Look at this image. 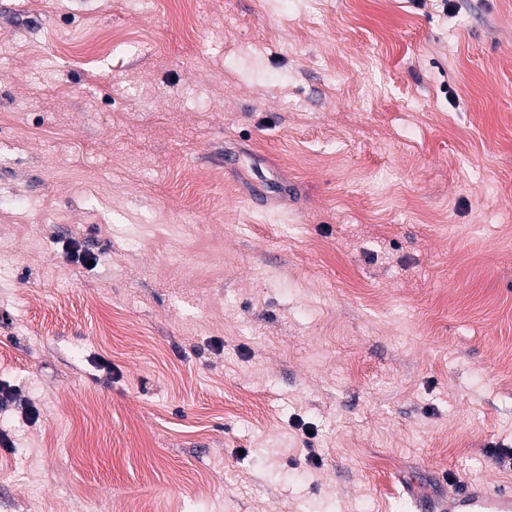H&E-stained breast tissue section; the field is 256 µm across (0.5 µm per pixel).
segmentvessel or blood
<instances>
[{"label": "vessel or blood", "instance_id": "vessel-or-blood-1", "mask_svg": "<svg viewBox=\"0 0 512 512\" xmlns=\"http://www.w3.org/2000/svg\"><path fill=\"white\" fill-rule=\"evenodd\" d=\"M412 512H512V490L457 482L448 499L410 498Z\"/></svg>", "mask_w": 512, "mask_h": 512}]
</instances>
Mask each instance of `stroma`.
<instances>
[{
	"mask_svg": "<svg viewBox=\"0 0 512 512\" xmlns=\"http://www.w3.org/2000/svg\"><path fill=\"white\" fill-rule=\"evenodd\" d=\"M179 2L0 0V512L512 489V0Z\"/></svg>",
	"mask_w": 512,
	"mask_h": 512,
	"instance_id": "stroma-1",
	"label": "stroma"
}]
</instances>
